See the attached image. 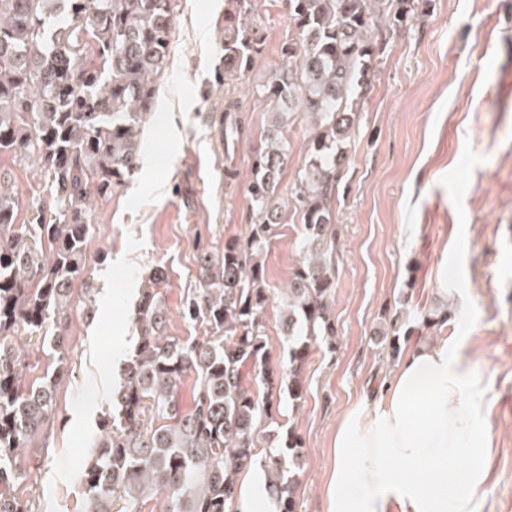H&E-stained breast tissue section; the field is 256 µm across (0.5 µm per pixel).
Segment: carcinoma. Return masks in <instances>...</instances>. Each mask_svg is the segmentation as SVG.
Masks as SVG:
<instances>
[{
	"mask_svg": "<svg viewBox=\"0 0 512 512\" xmlns=\"http://www.w3.org/2000/svg\"><path fill=\"white\" fill-rule=\"evenodd\" d=\"M262 0H224V156L248 131L232 89L263 51ZM295 36L283 64L251 93L269 106L270 130L251 157L246 235L199 254L198 284L182 314L205 327L199 339L165 334L163 269L143 281L132 323L136 342L117 392L118 412L101 420L80 479L87 512H227L236 476L255 455L256 420L279 426L282 390L303 398L311 343L333 345L339 230L334 204L386 34L408 27L410 0H281ZM174 0H0V157L33 160L56 190L50 224H19V197L0 180V512H35L16 496L32 440L50 432L68 365L64 327L73 284L86 275L96 202L142 163L141 139L170 55ZM306 120L308 154L288 188V116ZM301 211L300 261L285 288L267 280L263 254L287 202ZM281 302L288 377L270 366L266 310ZM52 324L46 371L27 382L20 340ZM254 373L264 386L247 384ZM194 376L191 408L181 388ZM300 442L289 433L266 452L268 490L280 512H296Z\"/></svg>",
	"mask_w": 512,
	"mask_h": 512,
	"instance_id": "1",
	"label": "carcinoma"
}]
</instances>
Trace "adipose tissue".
Segmentation results:
<instances>
[{
  "label": "adipose tissue",
  "mask_w": 512,
  "mask_h": 512,
  "mask_svg": "<svg viewBox=\"0 0 512 512\" xmlns=\"http://www.w3.org/2000/svg\"><path fill=\"white\" fill-rule=\"evenodd\" d=\"M464 337L409 347L383 393L351 405L332 437L325 512H481L488 392ZM262 467L237 476L239 512H276Z\"/></svg>",
  "instance_id": "obj_1"
}]
</instances>
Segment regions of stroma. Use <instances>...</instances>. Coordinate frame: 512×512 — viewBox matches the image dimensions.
<instances>
[{
  "label": "stroma",
  "mask_w": 512,
  "mask_h": 512,
  "mask_svg": "<svg viewBox=\"0 0 512 512\" xmlns=\"http://www.w3.org/2000/svg\"><path fill=\"white\" fill-rule=\"evenodd\" d=\"M413 3L412 27L388 39L375 61L334 209L342 254L334 347L312 349L303 399L279 403L283 429L302 442L296 512H325L336 422L392 380L402 359L382 336L395 329L427 344L465 334L489 386L483 512H512V69L501 71L497 60L499 47L512 45V0ZM259 17L264 51L238 84L251 133L230 161L243 177L268 123L251 87L280 68L293 30L278 0H266ZM172 27L163 105L146 132L142 167L96 204L90 279L73 288L58 412L50 437L29 448L34 470L18 490L36 512H86L79 475L135 343L130 316L143 278L166 268V333L200 337V324L181 315L198 286L199 250H223L250 220L244 190H224L228 161L212 127L224 108L223 0H176ZM0 173L20 196L19 223L50 221L56 191L33 162L0 157ZM300 235V214L289 210L264 254L272 287L287 284ZM458 288L466 298L455 296ZM442 306L447 322L422 328L425 313Z\"/></svg>",
  "instance_id": "stroma-1"
}]
</instances>
